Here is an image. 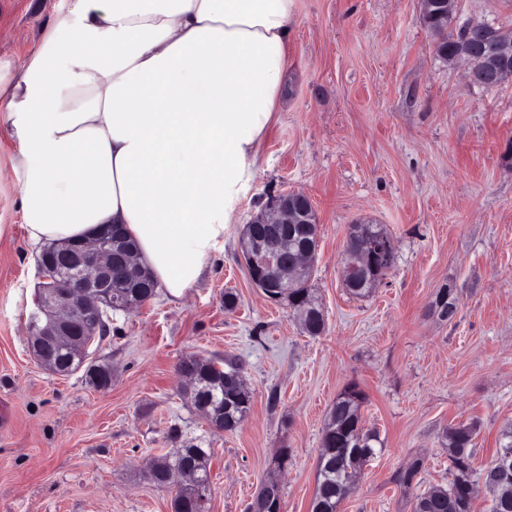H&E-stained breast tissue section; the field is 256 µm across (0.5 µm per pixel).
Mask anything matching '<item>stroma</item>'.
Masks as SVG:
<instances>
[{
  "label": "stroma",
  "instance_id": "stroma-1",
  "mask_svg": "<svg viewBox=\"0 0 512 512\" xmlns=\"http://www.w3.org/2000/svg\"><path fill=\"white\" fill-rule=\"evenodd\" d=\"M66 4L0 0L1 73L14 76ZM454 13L512 29L503 0H456ZM289 57L282 110L223 251L183 297L161 291L114 314L97 352L112 368L104 389L29 350L41 273L10 165L17 141L0 125V512H172L144 470L187 444L211 451L209 512H248L273 475L283 512H311L326 415L351 383L384 449L338 512H412L448 485L443 436L458 424L478 427L474 469L492 460L512 426V80L480 88L464 64L440 60L422 0H296ZM289 191L306 193L318 220L316 336L252 283L239 246L244 224ZM362 221L387 229L395 259L356 299L340 260ZM225 354L252 397L232 431L195 410L176 371L184 357ZM417 459L416 484L401 489L395 472Z\"/></svg>",
  "mask_w": 512,
  "mask_h": 512
}]
</instances>
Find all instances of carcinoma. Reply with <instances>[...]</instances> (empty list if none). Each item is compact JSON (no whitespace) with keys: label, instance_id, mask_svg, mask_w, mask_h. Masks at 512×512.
Returning <instances> with one entry per match:
<instances>
[{"label":"carcinoma","instance_id":"1","mask_svg":"<svg viewBox=\"0 0 512 512\" xmlns=\"http://www.w3.org/2000/svg\"><path fill=\"white\" fill-rule=\"evenodd\" d=\"M426 27L437 36L438 57L450 62L459 53L467 55L474 75L473 83L484 88L498 86L494 78L497 68V52L500 45L512 44V29L490 25L487 34L477 29L463 26L451 27L453 18L440 20L433 12L424 17ZM270 237L276 244L280 269L287 268L294 254L305 244H316V235L291 236L283 228L268 227L256 221L245 225L240 240L242 256H247L246 243L255 236ZM150 270L137 282L121 284L112 289V296L100 302L98 326L88 329L85 342H93L102 335L103 328L114 311H122L133 302H144L155 296V288L149 287ZM263 293L277 301L286 299L295 309L309 310L319 315V321L305 327V331L316 336L325 327L324 315L319 298L309 288V279H304L291 287H280L276 276L268 278ZM84 370L88 383L100 386L110 374L105 363H75L71 372ZM242 374L240 365L231 358L212 360L199 372L198 382L191 390L194 406L209 421L223 425L226 430L235 429L249 415L251 396L239 390L237 376ZM364 398L355 385L347 386L333 402L324 427L318 457L317 483L312 500L311 512H338L341 502L348 496L351 483L346 481L347 470L363 460L371 459L383 449L379 434L362 426L358 413L347 408L349 397ZM476 427L473 424H460L445 434L448 442V460L453 468V479L449 486L430 490L416 497L413 512H472L470 491L473 481L472 457ZM512 455V427L508 428L499 441V447L485 470L483 480L487 485L497 481L502 472L498 465L500 458ZM209 449L187 445L182 452L160 456L150 465L156 474L154 486L173 493V512H208V491L210 489ZM421 469V462L415 461L408 468L395 474V482L409 488Z\"/></svg>","mask_w":512,"mask_h":512}]
</instances>
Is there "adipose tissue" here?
Listing matches in <instances>:
<instances>
[{
    "label": "adipose tissue",
    "instance_id": "obj_1",
    "mask_svg": "<svg viewBox=\"0 0 512 512\" xmlns=\"http://www.w3.org/2000/svg\"><path fill=\"white\" fill-rule=\"evenodd\" d=\"M295 0H68L0 83L34 244L123 225L171 297L204 278L281 108Z\"/></svg>",
    "mask_w": 512,
    "mask_h": 512
}]
</instances>
